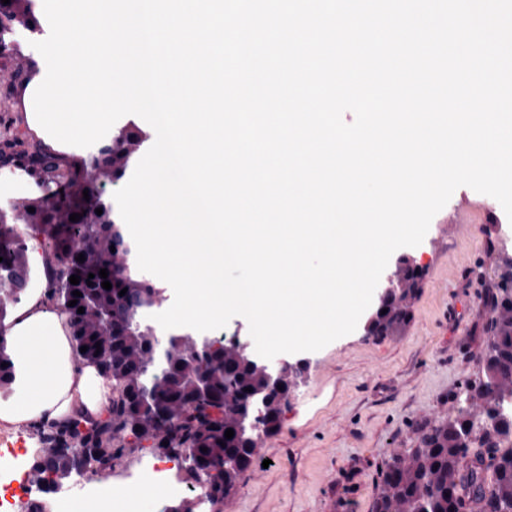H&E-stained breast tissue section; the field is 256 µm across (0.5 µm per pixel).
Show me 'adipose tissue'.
Wrapping results in <instances>:
<instances>
[{"instance_id": "adipose-tissue-1", "label": "adipose tissue", "mask_w": 512, "mask_h": 512, "mask_svg": "<svg viewBox=\"0 0 512 512\" xmlns=\"http://www.w3.org/2000/svg\"><path fill=\"white\" fill-rule=\"evenodd\" d=\"M14 355L16 391L0 399V426L63 425L72 417H99L110 403L112 385L97 365L72 350L70 327L45 287L29 288L4 321Z\"/></svg>"}]
</instances>
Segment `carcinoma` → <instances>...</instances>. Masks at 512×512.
<instances>
[{
    "label": "carcinoma",
    "instance_id": "obj_1",
    "mask_svg": "<svg viewBox=\"0 0 512 512\" xmlns=\"http://www.w3.org/2000/svg\"><path fill=\"white\" fill-rule=\"evenodd\" d=\"M35 8L36 0L0 2L1 58L20 54L19 34L43 32ZM145 140L142 130L126 125L106 139L101 151L63 164L49 150H31L16 137L0 139V168L35 176L41 191L34 199L0 209V321L34 279L28 251L30 240L36 239L49 264L47 292L67 316L73 351L112 381L105 419L79 416L40 431L33 471L84 475L112 468L132 452L128 436L151 443L158 453L166 441L173 451L190 452L189 479L200 494L222 503L235 492L255 455L238 436L226 438L225 431L241 427L239 408L248 396L244 389L263 386L264 373L225 342L213 351L190 337L170 341L164 359L157 360L158 335L136 325V311L145 300L163 296V290L133 265L115 281L99 276L112 265L110 247L122 248L123 240L112 234L117 217L96 186L123 179L131 165L118 159L122 146L128 143L139 153ZM30 207L35 212H28ZM73 213L80 215L79 221H70ZM80 254L85 261L76 260ZM72 275L80 277L79 284L70 283ZM105 280L111 289L101 286ZM124 288L126 294L119 295ZM75 290L81 297L73 295ZM73 299L77 304L71 307ZM80 307L82 314L77 313ZM486 307L482 378L456 395L452 415L421 429L416 447L398 450L384 463L372 512H512V412L504 410L512 402V283L488 293ZM386 317L384 330L395 320L409 324L412 302L394 298ZM83 346L88 350L80 351ZM14 377L8 342L0 341L1 393L12 390ZM287 400L274 395L266 401L263 430H277ZM74 440L87 448L84 455L70 452ZM213 470L218 485L211 480Z\"/></svg>",
    "mask_w": 512,
    "mask_h": 512
}]
</instances>
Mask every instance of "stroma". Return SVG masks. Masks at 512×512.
I'll return each mask as SVG.
<instances>
[{
  "instance_id": "stroma-1",
  "label": "stroma",
  "mask_w": 512,
  "mask_h": 512,
  "mask_svg": "<svg viewBox=\"0 0 512 512\" xmlns=\"http://www.w3.org/2000/svg\"><path fill=\"white\" fill-rule=\"evenodd\" d=\"M14 69L0 58V132L27 135L35 146L30 86L13 80ZM501 210L469 187L454 191L409 250L423 257L425 280L401 333L376 340L358 329L319 351L288 355L306 363V379L224 512H371L379 467L395 449L416 446L421 424L447 418L453 394L481 372V310L512 259V224L485 221ZM39 446L36 429L0 427V502L21 498Z\"/></svg>"
}]
</instances>
